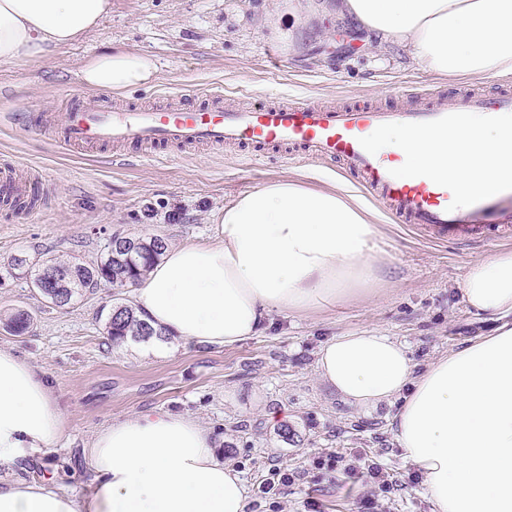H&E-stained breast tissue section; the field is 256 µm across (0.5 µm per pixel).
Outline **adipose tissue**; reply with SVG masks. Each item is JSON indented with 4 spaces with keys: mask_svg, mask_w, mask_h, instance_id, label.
<instances>
[{
    "mask_svg": "<svg viewBox=\"0 0 512 512\" xmlns=\"http://www.w3.org/2000/svg\"><path fill=\"white\" fill-rule=\"evenodd\" d=\"M361 27L411 48L445 77L512 74V0H341ZM112 0H0V63L31 61L94 30ZM151 57L104 52L82 70L96 91L150 84ZM407 163L454 170L461 184L495 186L489 144L512 143V127L478 143L409 148ZM220 236L183 243L136 284L133 305L163 332L195 346L226 348L255 336L270 315L336 308L382 285L372 253L380 226L342 186L295 179L241 193L213 216ZM462 299L497 319L492 334L416 371L406 345L375 330L346 333L320 349L321 377L360 406L395 400L398 443L422 476L431 512H512V249L469 265ZM65 417L43 371L0 350V512H246L247 488L192 416L153 410L113 422L86 455L92 491L60 492L54 480L13 477L29 456L52 451Z\"/></svg>",
    "mask_w": 512,
    "mask_h": 512,
    "instance_id": "ef3b65f1",
    "label": "adipose tissue"
}]
</instances>
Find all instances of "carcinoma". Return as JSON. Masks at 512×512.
<instances>
[{"instance_id":"cac0c4a2","label":"carcinoma","mask_w":512,"mask_h":512,"mask_svg":"<svg viewBox=\"0 0 512 512\" xmlns=\"http://www.w3.org/2000/svg\"><path fill=\"white\" fill-rule=\"evenodd\" d=\"M118 236H113L100 263L93 266L72 263L53 258L42 268H34L29 259L15 256L10 261L12 277H26L30 287L53 305L62 308L69 305L74 296L83 290H94L102 286L125 288L137 281L163 256L168 248L162 237L126 238L124 246L117 245ZM31 316L25 311L14 313L7 326L16 334L24 333L30 326ZM105 330L114 345L126 339L148 341L163 336L129 305H115L109 312Z\"/></svg>"}]
</instances>
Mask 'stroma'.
Instances as JSON below:
<instances>
[{"mask_svg": "<svg viewBox=\"0 0 512 512\" xmlns=\"http://www.w3.org/2000/svg\"><path fill=\"white\" fill-rule=\"evenodd\" d=\"M341 0H112V10L81 41L34 62L0 64V164L34 169L46 190L28 214L0 211V268L11 256L31 262L70 259L85 265L104 254L110 237L161 236L169 244L215 237L211 216L225 201L278 179L312 188L344 181L329 164L291 163L279 156L247 163L231 147L202 148L157 162L121 160L110 149L79 151L12 126L11 112H55L67 96L90 91L81 68L96 54L122 51L152 57L146 86L116 92L141 107L179 93L192 104L220 91L238 106L282 92L336 108L361 101L382 107L421 104V92H452L457 80L422 69L405 46L359 28ZM349 30L351 48L336 37ZM506 241L463 246L432 241L410 224L383 222L375 250L383 259L382 289L324 313L273 314L265 329L231 348L173 342L169 352L136 355L110 346L104 325L113 299L131 303L128 288L76 295L61 309L26 280H0V349L45 372L66 417L56 449L24 461L32 481L56 478L83 497L89 482L84 448L118 419L151 410L186 413L210 430L223 459L250 497L246 512H430L420 476L396 439L397 402L363 407L320 376L317 355L330 338L376 330L406 344L417 370L434 358L491 333L494 321L469 309L460 286L469 265L505 249ZM32 317L23 334L5 322ZM279 420H269V412ZM291 437H284V430ZM340 460L354 475L334 476ZM303 479L286 494L263 499L257 487L273 464ZM396 485L387 494L367 486L369 464Z\"/></svg>", "mask_w": 512, "mask_h": 512, "instance_id": "obj_1", "label": "stroma"}]
</instances>
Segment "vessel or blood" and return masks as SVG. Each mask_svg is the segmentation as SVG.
Returning <instances> with one entry per match:
<instances>
[{
    "mask_svg": "<svg viewBox=\"0 0 512 512\" xmlns=\"http://www.w3.org/2000/svg\"><path fill=\"white\" fill-rule=\"evenodd\" d=\"M12 123L25 131L47 134L72 148L140 144L162 160L168 147L189 151L201 145L231 144L251 163L281 149L292 162L323 160L342 164L398 221L430 237L488 242L490 236L512 238V145L495 151L504 161L493 190L474 183L458 187L455 174L432 173L407 166L403 152L384 137L401 128L411 146L435 145L467 132L512 126V89L500 87L493 98L469 85L450 94L428 93L418 107L384 108L355 103L344 108L313 105L299 98L262 99L245 110L228 109L221 95L206 103H177L131 108L107 98L68 101L59 112H20ZM19 165L0 166V205L13 207L35 196L37 177L20 178Z\"/></svg>",
    "mask_w": 512,
    "mask_h": 512,
    "instance_id": "1",
    "label": "vessel or blood"
}]
</instances>
